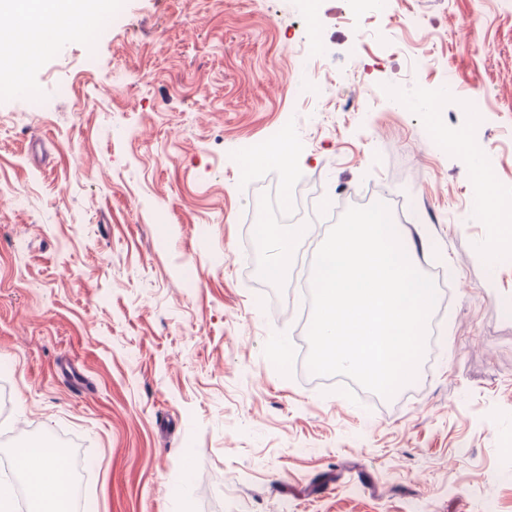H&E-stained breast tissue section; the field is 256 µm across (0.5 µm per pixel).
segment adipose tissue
I'll list each match as a JSON object with an SVG mask.
<instances>
[{"mask_svg": "<svg viewBox=\"0 0 512 512\" xmlns=\"http://www.w3.org/2000/svg\"><path fill=\"white\" fill-rule=\"evenodd\" d=\"M106 0H0V42L10 55L0 58V78H13L22 68H34L53 44L69 39L73 22L92 25ZM305 232L301 224H258L254 236L268 250L263 267L271 281L288 272L295 242ZM15 474L21 476L29 512H66L67 484L61 457L49 444L19 447L14 452Z\"/></svg>", "mask_w": 512, "mask_h": 512, "instance_id": "ef3b65f1", "label": "adipose tissue"}]
</instances>
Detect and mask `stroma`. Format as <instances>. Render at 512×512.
Here are the masks:
<instances>
[{
    "instance_id": "35a3bbf8",
    "label": "stroma",
    "mask_w": 512,
    "mask_h": 512,
    "mask_svg": "<svg viewBox=\"0 0 512 512\" xmlns=\"http://www.w3.org/2000/svg\"><path fill=\"white\" fill-rule=\"evenodd\" d=\"M343 6L109 0L95 42L0 82V463L65 441L89 470L82 512H512V260L473 154L431 143L484 142L512 195V9L391 0L393 19L344 24ZM310 11L307 74L289 48ZM307 80L325 95L301 99ZM423 83L452 93L422 111ZM281 136L293 169L248 164ZM276 180L343 210L370 188L418 201L399 223L443 273L438 350L380 404L306 365L294 281L328 225L303 216L286 277H261L247 214ZM481 214L483 215V219L487 224H494L497 234L503 238L512 237V226L508 229L498 230V223L496 222V213L500 206V200L496 194L495 189L490 191L487 190L484 192V195L481 198Z\"/></svg>"
}]
</instances>
